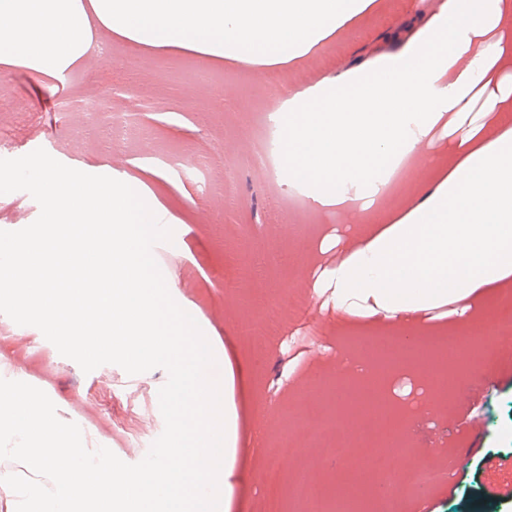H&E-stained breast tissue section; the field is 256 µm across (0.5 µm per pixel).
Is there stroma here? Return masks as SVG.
<instances>
[{
	"label": "stroma",
	"mask_w": 512,
	"mask_h": 512,
	"mask_svg": "<svg viewBox=\"0 0 512 512\" xmlns=\"http://www.w3.org/2000/svg\"><path fill=\"white\" fill-rule=\"evenodd\" d=\"M369 22L348 28L300 64L289 67L230 62L200 65L177 54L135 48L113 37L105 56L67 75L68 91L16 70L0 75V171L12 173L0 194V238L40 225L46 206L27 163L50 158L63 167L110 166L116 179L146 186L167 212L157 233L155 265L167 270L177 301L190 305L205 336L229 335L249 370V397L238 407V465L242 482L232 512H256L266 458L250 451L263 429L280 451L284 471L311 462L333 483L343 457L324 467L313 432L328 419L330 438L356 442L347 412L323 417L308 404L329 398L336 354H355L365 332H337L336 322L311 290L313 274L335 262L321 248L326 234L349 222L346 213L296 205L300 186L286 172L259 167V127L265 113L282 111L295 91L347 69L369 72L380 56L398 52L440 10V0H386ZM105 101L124 113L127 129L112 144L107 114L89 123L86 101ZM302 333H292L297 318ZM494 385L474 389L463 373L449 409L410 414L407 441L439 473L424 502L405 499L401 512H512L498 500L485 454L512 461V358L486 367ZM169 367L143 368L104 350L85 365L61 339L44 334L31 315L0 312V388L24 386L49 402L56 421L79 430L89 454L109 449L128 463L151 456L167 433L163 389ZM478 417V434L464 424Z\"/></svg>",
	"instance_id": "obj_1"
}]
</instances>
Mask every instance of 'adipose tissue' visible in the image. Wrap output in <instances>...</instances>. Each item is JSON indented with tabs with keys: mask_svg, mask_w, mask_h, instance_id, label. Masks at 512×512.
Instances as JSON below:
<instances>
[{
	"mask_svg": "<svg viewBox=\"0 0 512 512\" xmlns=\"http://www.w3.org/2000/svg\"><path fill=\"white\" fill-rule=\"evenodd\" d=\"M382 0H0V71L43 82L85 65L113 37L211 64L278 66L379 11ZM374 78L344 70L304 88L282 113V165L310 206L350 214L351 246L311 288L340 327L409 332L448 308L476 323L481 302L512 285V0H443L428 29L374 60ZM448 144L432 186L404 211L377 217L390 168L416 156L433 131ZM47 201L42 224L0 240V310L27 313L55 336L75 320L101 323L82 355L113 348L134 366L167 362L177 377L166 454L126 467L91 461L51 405L0 390V457L46 477L19 486L0 474L7 512H231L237 397L248 370L232 340L197 332L194 311L172 302L149 245L161 205L95 168L36 160Z\"/></svg>",
	"mask_w": 512,
	"mask_h": 512,
	"instance_id": "adipose-tissue-1",
	"label": "adipose tissue"
}]
</instances>
